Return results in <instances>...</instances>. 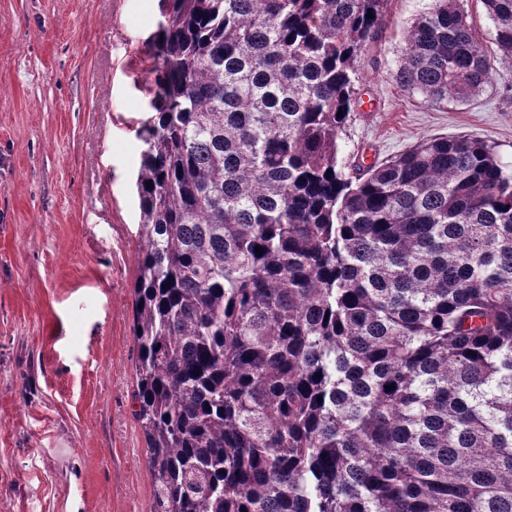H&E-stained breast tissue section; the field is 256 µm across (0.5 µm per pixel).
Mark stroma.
Here are the masks:
<instances>
[{
  "mask_svg": "<svg viewBox=\"0 0 512 512\" xmlns=\"http://www.w3.org/2000/svg\"><path fill=\"white\" fill-rule=\"evenodd\" d=\"M433 0H387L355 64L362 102L340 139L384 162L471 136L512 162V57L481 0L472 25L498 77L433 104L391 74ZM158 0H0V512H149L135 416L133 184Z\"/></svg>",
  "mask_w": 512,
  "mask_h": 512,
  "instance_id": "stroma-1",
  "label": "stroma"
}]
</instances>
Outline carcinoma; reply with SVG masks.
<instances>
[{
	"mask_svg": "<svg viewBox=\"0 0 512 512\" xmlns=\"http://www.w3.org/2000/svg\"><path fill=\"white\" fill-rule=\"evenodd\" d=\"M160 2L136 129L150 512H512V164L458 136L341 166L386 0ZM482 2L512 56V0ZM497 75L465 0H435L393 79L442 104Z\"/></svg>",
	"mask_w": 512,
	"mask_h": 512,
	"instance_id": "obj_1",
	"label": "carcinoma"
}]
</instances>
